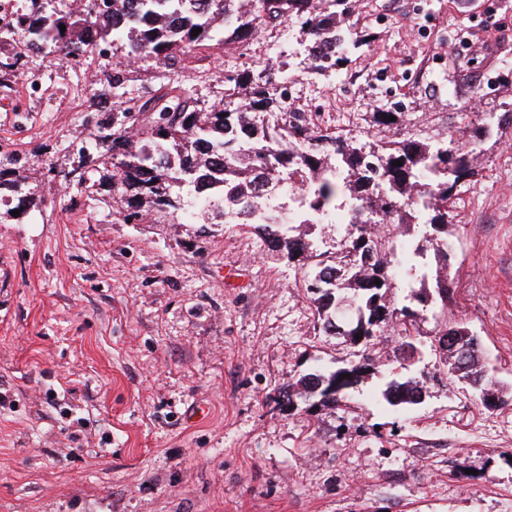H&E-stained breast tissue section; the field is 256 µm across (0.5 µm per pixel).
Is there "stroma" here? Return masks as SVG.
Listing matches in <instances>:
<instances>
[{
    "instance_id": "stroma-1",
    "label": "stroma",
    "mask_w": 512,
    "mask_h": 512,
    "mask_svg": "<svg viewBox=\"0 0 512 512\" xmlns=\"http://www.w3.org/2000/svg\"><path fill=\"white\" fill-rule=\"evenodd\" d=\"M348 25L361 45L325 77L271 51L262 21L249 44L172 68L108 43L80 63L31 54L18 26L0 39V59L18 60L0 78V170L37 200L0 188V512H512V0H356ZM266 65L320 131L480 149L440 237L447 262L395 277L399 308L448 272L447 308L410 329L411 364L395 326L367 349L321 329L306 285L353 225L307 226L315 257L299 263L245 224L151 210L127 223L109 167L84 151L98 115L174 87L231 110L225 74ZM116 69L113 94L102 79ZM455 324L478 341L496 409L444 363ZM366 356L338 405L281 406L289 380ZM410 376L427 380L421 403L388 405L386 383Z\"/></svg>"
}]
</instances>
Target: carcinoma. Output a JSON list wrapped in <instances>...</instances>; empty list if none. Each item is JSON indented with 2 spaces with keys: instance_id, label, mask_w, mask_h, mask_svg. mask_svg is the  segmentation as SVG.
Returning <instances> with one entry per match:
<instances>
[{
  "instance_id": "cac0c4a2",
  "label": "carcinoma",
  "mask_w": 512,
  "mask_h": 512,
  "mask_svg": "<svg viewBox=\"0 0 512 512\" xmlns=\"http://www.w3.org/2000/svg\"><path fill=\"white\" fill-rule=\"evenodd\" d=\"M355 0H112L106 8L80 19L61 13H44L36 8L17 18L29 41L44 46H62L66 54L80 60L101 42H127V56H153L166 67L176 64L178 53L188 47H203L214 39L228 49L248 42L253 23L264 17L274 25L298 24L311 49L319 39L336 40V33L349 30L347 20ZM65 30H60V26ZM201 32L193 35L191 31ZM350 48L330 59L307 53L310 69L320 75L339 73ZM264 70H244L225 76L226 96L241 100L235 110L198 108L197 100L185 89L175 87L154 94L139 106L112 113L101 125L89 149L103 164L112 165L113 184L124 193V220H139L142 204L159 211L184 207L197 209L196 188L216 184L233 204L253 209L248 187L257 173L275 183H298L307 188L306 223L340 208L347 198L354 204V224L349 254L351 272L331 277L320 269L308 291L318 295L322 329L337 333L355 346L368 347L381 328L400 318L402 325L417 316L405 307L392 308L386 300L393 284L394 246L376 232L380 224H425L436 234L447 232L452 223L448 203L455 189L473 174L476 156L451 146L431 145L412 136L380 147H356L328 134H317L310 118L289 113L291 119L268 131L256 132L245 144L235 140V130L245 118L273 107L288 110L281 83L263 77ZM402 165L394 166L392 162ZM422 201L419 209L405 208L406 200ZM271 253L282 251L288 259L312 258V244L305 235L293 233L282 211L270 212L263 223L254 225ZM350 298L356 313L350 328L338 329L329 310ZM473 345L469 363L458 364L454 346L458 341ZM439 344L447 366L474 388L481 390L483 404L495 408L504 403L499 391L486 387L480 364L478 342L459 325L444 330ZM371 364H356L328 373H311L288 382L279 399L288 407L303 397L319 396L322 405L337 404ZM423 385L415 378L391 381L383 390L391 406L421 402Z\"/></svg>"
}]
</instances>
